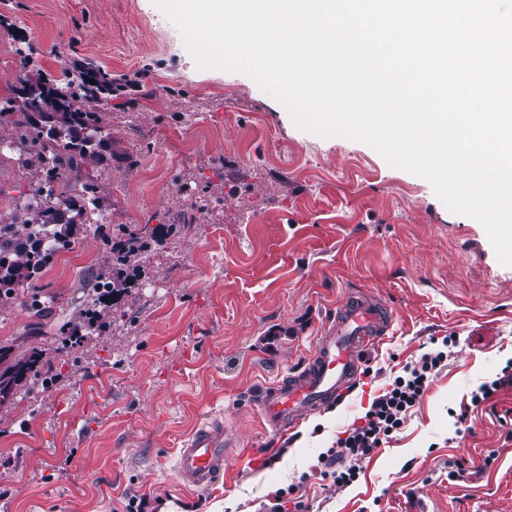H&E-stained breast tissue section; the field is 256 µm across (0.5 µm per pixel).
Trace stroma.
Returning a JSON list of instances; mask_svg holds the SVG:
<instances>
[{"label":"stroma","mask_w":512,"mask_h":512,"mask_svg":"<svg viewBox=\"0 0 512 512\" xmlns=\"http://www.w3.org/2000/svg\"><path fill=\"white\" fill-rule=\"evenodd\" d=\"M74 60L124 85L99 104L112 155L79 182L98 186L111 224L172 231L109 331L73 349L57 332L77 323L106 264L98 235L29 284L40 311L0 306V347L38 352L56 378L0 399V512H124L130 493L143 512H266L287 487L286 512H512V390L471 404L512 362V266L483 226L369 145L299 129L251 77L198 69L152 0H0V99L21 66L56 78ZM28 190L0 150V218ZM192 194L210 202L206 220ZM355 292L392 309L389 334L340 402L273 432L254 390L299 369ZM447 336L448 364L403 429L359 461L353 485L324 479L319 454ZM214 415L232 444L229 475L193 490L175 452ZM456 460L460 480L448 476Z\"/></svg>","instance_id":"1"}]
</instances>
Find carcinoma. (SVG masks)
Masks as SVG:
<instances>
[{
    "label": "carcinoma",
    "mask_w": 512,
    "mask_h": 512,
    "mask_svg": "<svg viewBox=\"0 0 512 512\" xmlns=\"http://www.w3.org/2000/svg\"><path fill=\"white\" fill-rule=\"evenodd\" d=\"M112 91V80L96 69L94 62L82 71L63 73L47 79L41 73H22L17 93L22 95L25 126L29 130V152L23 166L29 172L35 202H16L11 222H0V302L20 296V287L36 280L53 264L56 255L75 247L88 231L84 215L87 207L98 205L97 186L85 184L79 200L68 196L71 179L84 164L99 161L109 151L112 138L103 113L93 104ZM156 241L155 232L118 225L112 234V258L98 273L92 287L97 298L91 318L104 331L109 314L131 288L132 272ZM0 386L7 399L24 388L47 386L54 378L44 375L36 353L9 359L0 348Z\"/></svg>",
    "instance_id": "obj_1"
}]
</instances>
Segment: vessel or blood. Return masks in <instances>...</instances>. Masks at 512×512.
<instances>
[{"label": "vessel or blood", "instance_id": "b4317fda", "mask_svg": "<svg viewBox=\"0 0 512 512\" xmlns=\"http://www.w3.org/2000/svg\"><path fill=\"white\" fill-rule=\"evenodd\" d=\"M393 313L376 297L350 298L326 324L315 350L301 369L263 388L257 402L274 432L294 429L308 413L343 396L359 375L362 354L385 338ZM231 444L222 422H205L177 453L185 486L206 488L224 477Z\"/></svg>", "mask_w": 512, "mask_h": 512}]
</instances>
